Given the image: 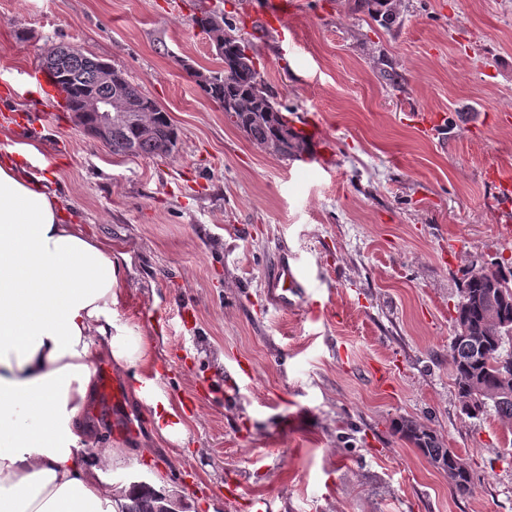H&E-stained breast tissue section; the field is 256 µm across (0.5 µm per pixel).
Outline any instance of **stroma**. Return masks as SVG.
<instances>
[{"instance_id": "35a3bbf8", "label": "stroma", "mask_w": 512, "mask_h": 512, "mask_svg": "<svg viewBox=\"0 0 512 512\" xmlns=\"http://www.w3.org/2000/svg\"><path fill=\"white\" fill-rule=\"evenodd\" d=\"M265 2L0 0V157L39 152L29 169L69 219L123 255L114 315L149 338L153 393L186 429L157 441L133 371L113 367L122 398L95 395L83 453L121 455L117 487L165 480L176 512H512V424L462 414L448 363L464 270L512 257L487 179L512 167V0H399L389 27L360 0H297L283 34ZM210 9L294 130L319 126L331 169L257 147L189 76L219 66L192 23ZM68 43L168 111L172 156L112 155L43 92L42 55ZM285 263L306 293L277 305ZM404 419L467 460L472 495L396 433Z\"/></svg>"}]
</instances>
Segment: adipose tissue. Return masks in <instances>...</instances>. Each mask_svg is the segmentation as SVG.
Returning a JSON list of instances; mask_svg holds the SVG:
<instances>
[{"label":"adipose tissue","mask_w":512,"mask_h":512,"mask_svg":"<svg viewBox=\"0 0 512 512\" xmlns=\"http://www.w3.org/2000/svg\"><path fill=\"white\" fill-rule=\"evenodd\" d=\"M30 151L0 157V512H121L132 487L106 480L121 459L90 441L95 365L152 366L148 343L116 333L112 249L65 222Z\"/></svg>","instance_id":"obj_1"}]
</instances>
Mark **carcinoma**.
Returning a JSON list of instances; mask_svg holds the SVG:
<instances>
[{
    "instance_id": "obj_1",
    "label": "carcinoma",
    "mask_w": 512,
    "mask_h": 512,
    "mask_svg": "<svg viewBox=\"0 0 512 512\" xmlns=\"http://www.w3.org/2000/svg\"><path fill=\"white\" fill-rule=\"evenodd\" d=\"M397 0H362L368 14L387 26L396 23ZM206 23L216 35L220 49L216 56L224 66L210 72L200 85L206 97L224 107V116L256 145L283 159L306 150L307 143L289 124L287 116L273 100L249 44L235 28L215 12H204L194 24ZM102 60L85 52L63 63V69L49 74L50 84L78 101L84 94L101 95L105 89L96 81ZM124 93L141 102L140 110L112 115V135L107 147L114 156L169 157L176 148L178 133L167 112L128 81ZM459 304L465 308L468 334L452 336L448 361L459 399L474 390L482 391L479 404L461 411L479 418L492 410L505 423H512V259L496 258L490 267L474 274L465 273ZM399 433L422 452L448 478L457 495H468L475 485V474L468 462L451 448L441 445L428 428L403 420ZM139 494L126 512H163L167 508L148 483H138Z\"/></svg>"
}]
</instances>
